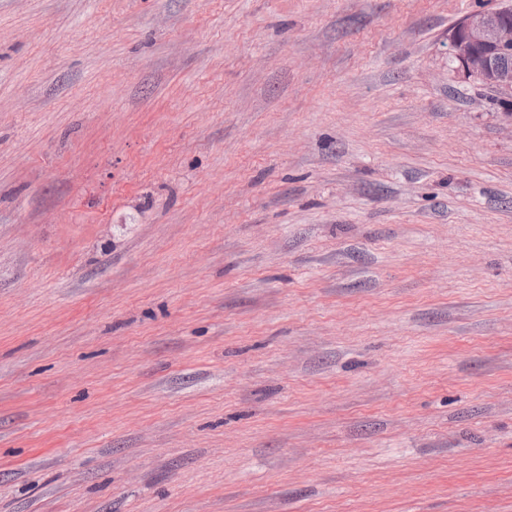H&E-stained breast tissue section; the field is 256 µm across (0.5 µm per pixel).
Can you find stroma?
Instances as JSON below:
<instances>
[{"mask_svg":"<svg viewBox=\"0 0 512 512\" xmlns=\"http://www.w3.org/2000/svg\"><path fill=\"white\" fill-rule=\"evenodd\" d=\"M498 0H0V512H512ZM448 50L464 77L512 89V1L465 16L449 30Z\"/></svg>","mask_w":512,"mask_h":512,"instance_id":"1","label":"stroma"}]
</instances>
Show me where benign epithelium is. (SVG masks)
Instances as JSON below:
<instances>
[{
  "label": "benign epithelium",
  "mask_w": 512,
  "mask_h": 512,
  "mask_svg": "<svg viewBox=\"0 0 512 512\" xmlns=\"http://www.w3.org/2000/svg\"><path fill=\"white\" fill-rule=\"evenodd\" d=\"M448 50L456 72L512 89V0L465 16L448 31Z\"/></svg>",
  "instance_id": "1"
}]
</instances>
